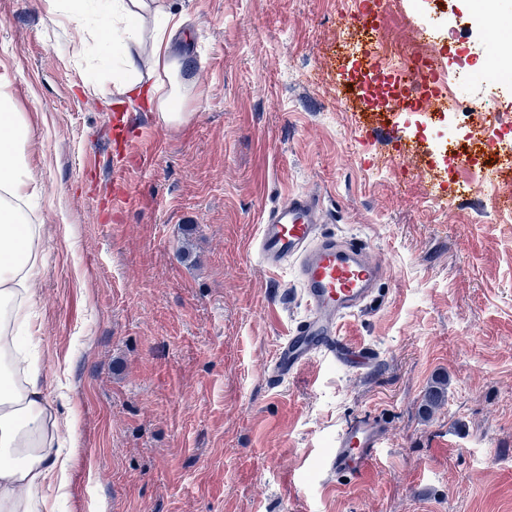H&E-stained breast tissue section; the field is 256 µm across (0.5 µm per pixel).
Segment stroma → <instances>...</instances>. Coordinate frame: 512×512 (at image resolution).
Here are the masks:
<instances>
[{
	"instance_id": "obj_1",
	"label": "stroma",
	"mask_w": 512,
	"mask_h": 512,
	"mask_svg": "<svg viewBox=\"0 0 512 512\" xmlns=\"http://www.w3.org/2000/svg\"><path fill=\"white\" fill-rule=\"evenodd\" d=\"M359 2L162 0L185 19L186 119L170 124L44 0H0V64L43 186L31 353L77 426L57 512H512V223L437 147L462 114L359 100L348 69L386 78ZM390 2L447 71L482 65L472 0L428 16ZM118 105L136 117L128 204L109 198L101 136ZM295 193L320 197L321 232L385 265L342 326L377 363L315 360L274 386L265 371L308 309L293 266L268 268L254 242ZM439 377L448 397L428 415ZM364 416L388 426L375 473L325 485L334 436Z\"/></svg>"
}]
</instances>
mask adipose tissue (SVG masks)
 <instances>
[{"instance_id": "ef3b65f1", "label": "adipose tissue", "mask_w": 512, "mask_h": 512, "mask_svg": "<svg viewBox=\"0 0 512 512\" xmlns=\"http://www.w3.org/2000/svg\"><path fill=\"white\" fill-rule=\"evenodd\" d=\"M46 4L60 24L81 28L84 40L104 45L111 33H123L129 44L122 56L125 93L146 94L164 122L182 121L162 83L142 86L139 71L146 63L156 74L177 72L171 41L183 18L153 9L150 0H46ZM149 13L154 20L145 38L141 24ZM11 88L9 70L0 64V512H56L70 467L62 449L74 441L76 424L49 401L38 372H27L16 384L8 366L19 352L20 330L31 326L24 308L35 294L41 227L30 223L27 203L42 191L27 157L30 127L15 110Z\"/></svg>"}]
</instances>
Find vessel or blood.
Returning a JSON list of instances; mask_svg holds the SVG:
<instances>
[{"label":"vessel or blood","instance_id":"b4317fda","mask_svg":"<svg viewBox=\"0 0 512 512\" xmlns=\"http://www.w3.org/2000/svg\"><path fill=\"white\" fill-rule=\"evenodd\" d=\"M395 75L410 93L426 94L427 78L422 71L399 68ZM321 220L320 198L298 193L264 213L259 226L257 250L264 263L271 268L294 264L309 311L276 350L269 371L274 385L318 357L343 366L368 365L374 360L370 349L342 338L339 325L366 306L385 269L365 244L320 232ZM387 433L384 423L371 419L346 425L328 457L329 474L361 477L371 472L376 450Z\"/></svg>","mask_w":512,"mask_h":512}]
</instances>
